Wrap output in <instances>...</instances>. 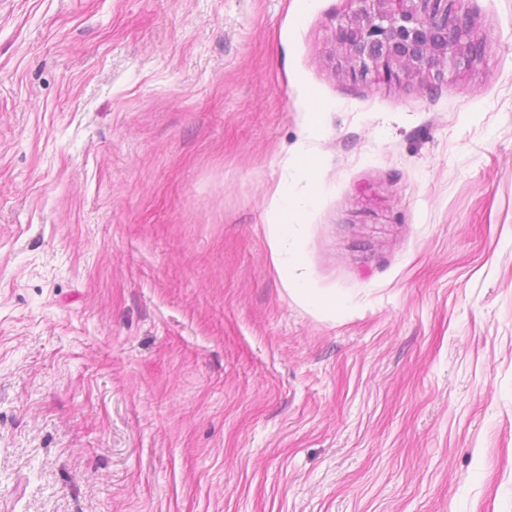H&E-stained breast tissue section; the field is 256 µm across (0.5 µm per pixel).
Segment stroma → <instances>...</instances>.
Listing matches in <instances>:
<instances>
[{
  "mask_svg": "<svg viewBox=\"0 0 512 512\" xmlns=\"http://www.w3.org/2000/svg\"><path fill=\"white\" fill-rule=\"evenodd\" d=\"M355 7L0 0V512H512V0L399 86Z\"/></svg>",
  "mask_w": 512,
  "mask_h": 512,
  "instance_id": "stroma-1",
  "label": "stroma"
}]
</instances>
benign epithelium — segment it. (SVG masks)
Masks as SVG:
<instances>
[{
  "instance_id": "obj_1",
  "label": "benign epithelium",
  "mask_w": 512,
  "mask_h": 512,
  "mask_svg": "<svg viewBox=\"0 0 512 512\" xmlns=\"http://www.w3.org/2000/svg\"><path fill=\"white\" fill-rule=\"evenodd\" d=\"M336 30L344 71L357 79L401 84L439 79L448 64L484 51L465 0H355Z\"/></svg>"
}]
</instances>
